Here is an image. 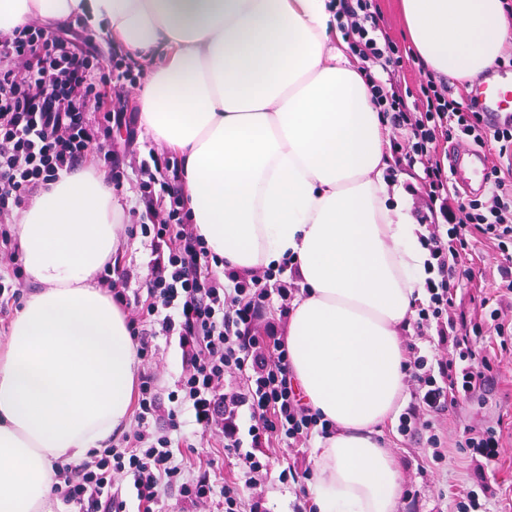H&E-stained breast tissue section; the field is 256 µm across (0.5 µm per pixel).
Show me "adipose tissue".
Segmentation results:
<instances>
[{
	"mask_svg": "<svg viewBox=\"0 0 512 512\" xmlns=\"http://www.w3.org/2000/svg\"><path fill=\"white\" fill-rule=\"evenodd\" d=\"M429 73L474 79L512 47V0H401ZM106 22L152 62L139 123L183 162L196 232L254 274L293 255L285 329L293 382L335 427L315 448L317 512H398L380 442L405 387L400 334L427 252L391 200L385 119L329 0H0V33L33 20ZM103 176L61 174L20 216L39 289L0 355V512H47L54 463L86 458L129 418L126 315L97 280L124 243Z\"/></svg>",
	"mask_w": 512,
	"mask_h": 512,
	"instance_id": "1",
	"label": "adipose tissue"
}]
</instances>
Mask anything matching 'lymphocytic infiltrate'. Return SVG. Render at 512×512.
I'll return each mask as SVG.
<instances>
[{
	"mask_svg": "<svg viewBox=\"0 0 512 512\" xmlns=\"http://www.w3.org/2000/svg\"><path fill=\"white\" fill-rule=\"evenodd\" d=\"M336 23L359 60L370 99L396 134L390 141L392 172L411 171L422 199L420 242L429 257L424 296L410 316L428 354L411 347L405 363L411 401L398 418L404 437L422 435L433 462L446 457L438 430L442 416L470 402L500 364L491 338L506 339L512 328L491 305L493 296H512V272L500 268L493 296L466 314L458 296L474 281L464 262L474 240L500 254L512 251V127L489 129L475 103L446 94L432 75L417 89L403 86L397 73L406 56L380 25L375 0H332ZM77 34L55 33L31 23L0 34V304L17 301L25 271L15 248L16 218L27 200L48 189L61 173L77 170L97 156L105 178L121 188L125 151L112 144V127L122 120L112 111V87L135 82L132 68L99 58L92 47L78 48ZM464 138L494 149L496 163L488 188L471 196L449 186L446 144ZM137 201L150 223L143 237L159 251L145 295L127 296L111 266L100 280L113 301L127 310V327L145 365L137 385L135 419L119 445L91 450L77 464L56 466L52 495L66 512H152L162 494L176 487L182 503L198 508L221 499L224 512H246L245 490L267 474L266 453L273 440L294 445L333 432L330 421L302 404L292 383L288 350L274 333H263L271 298L269 284L291 268V258L257 274H218L216 260L191 222L185 204L183 169L175 158L149 152L139 163ZM177 337L182 350L175 390L161 396L151 364L157 336ZM244 381L243 391L226 394V376ZM190 405L194 423L243 469L239 481L212 477L214 459L186 471L168 432L155 422L167 417L178 428V410ZM250 423L240 428L239 410ZM458 445L470 453L473 477L452 495V512H495L498 493L486 471L500 461L503 433L494 426H464Z\"/></svg>",
	"mask_w": 512,
	"mask_h": 512,
	"instance_id": "obj_1",
	"label": "lymphocytic infiltrate"
}]
</instances>
